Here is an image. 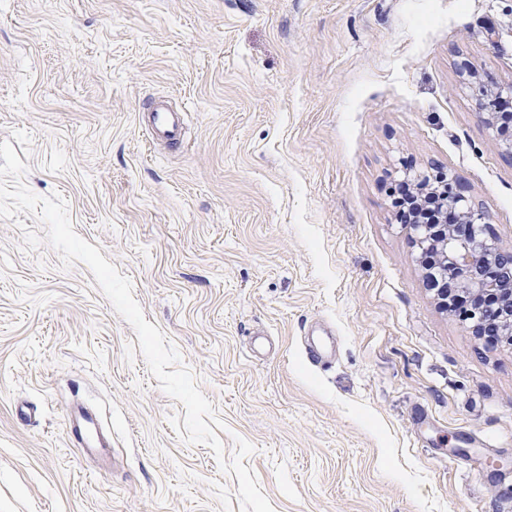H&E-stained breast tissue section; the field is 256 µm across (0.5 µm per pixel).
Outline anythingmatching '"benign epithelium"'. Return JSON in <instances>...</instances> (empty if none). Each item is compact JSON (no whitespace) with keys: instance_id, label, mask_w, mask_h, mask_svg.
<instances>
[{"instance_id":"7a95c632","label":"benign epithelium","mask_w":512,"mask_h":512,"mask_svg":"<svg viewBox=\"0 0 512 512\" xmlns=\"http://www.w3.org/2000/svg\"><path fill=\"white\" fill-rule=\"evenodd\" d=\"M512 93V86L489 89L474 86L473 95L484 120L502 151L512 156V130L500 113L493 111V96ZM446 184L442 203L455 218L444 225V233L434 236L428 224H406L404 228L420 250V258L435 250L440 262L429 271L437 305L447 306L448 289L462 290L471 297L469 319L475 335H486L489 323L496 322L500 335L512 344V250L505 249L491 230L489 216L457 187L449 174L441 173ZM402 179L422 190L431 188V176L412 169L402 170Z\"/></svg>"}]
</instances>
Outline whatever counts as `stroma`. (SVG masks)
Segmentation results:
<instances>
[{"mask_svg": "<svg viewBox=\"0 0 512 512\" xmlns=\"http://www.w3.org/2000/svg\"><path fill=\"white\" fill-rule=\"evenodd\" d=\"M465 63L512 83V0H0V141L131 280L225 459L254 445L274 512H512V345L437 307L393 206L397 169L450 173L512 246ZM161 98L179 147L148 139ZM26 228L0 219V512H240L93 274ZM78 399L110 461L68 443Z\"/></svg>", "mask_w": 512, "mask_h": 512, "instance_id": "obj_1", "label": "stroma"}]
</instances>
